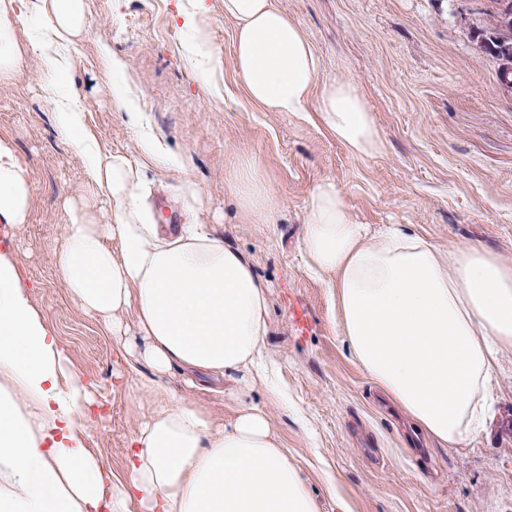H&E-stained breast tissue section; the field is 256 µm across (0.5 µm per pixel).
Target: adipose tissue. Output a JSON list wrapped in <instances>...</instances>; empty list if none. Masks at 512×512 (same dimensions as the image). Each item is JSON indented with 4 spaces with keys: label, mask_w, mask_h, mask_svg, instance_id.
<instances>
[{
    "label": "adipose tissue",
    "mask_w": 512,
    "mask_h": 512,
    "mask_svg": "<svg viewBox=\"0 0 512 512\" xmlns=\"http://www.w3.org/2000/svg\"><path fill=\"white\" fill-rule=\"evenodd\" d=\"M61 42L85 28V0H41ZM22 0H0V79L28 66L17 34ZM233 23L234 73L265 112H314L356 159L385 145L364 96L350 81L319 79L321 59L277 0H224ZM60 127L97 191L109 222L69 205L54 263L79 307L110 333L153 409L128 450V477L83 445L86 399L61 382L63 351L0 254V512H318L301 471L269 417L242 405L229 424L187 401L168 380H250L268 332V287L236 247L202 224L147 223L140 182L126 159L103 155L78 112ZM242 217L273 223L277 202L256 165L224 178ZM33 187L12 147L0 142V217L23 224ZM303 253L310 271L336 280L341 336L359 366L441 447L478 433L496 354L512 349V265L476 245L440 251L398 224L369 235L331 180L309 193ZM133 312L136 337L122 315ZM148 367L150 376L140 374Z\"/></svg>",
    "instance_id": "adipose-tissue-1"
}]
</instances>
